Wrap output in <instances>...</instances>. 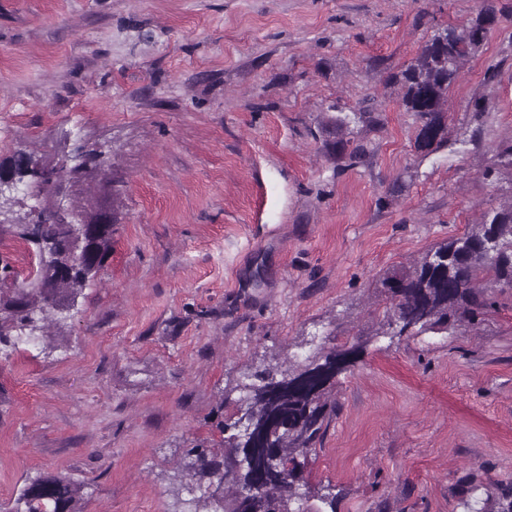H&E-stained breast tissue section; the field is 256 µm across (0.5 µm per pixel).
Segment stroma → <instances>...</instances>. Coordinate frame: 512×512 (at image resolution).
<instances>
[{"instance_id": "1", "label": "stroma", "mask_w": 512, "mask_h": 512, "mask_svg": "<svg viewBox=\"0 0 512 512\" xmlns=\"http://www.w3.org/2000/svg\"><path fill=\"white\" fill-rule=\"evenodd\" d=\"M420 149L405 70L482 0H0V157L109 153L112 253L65 334L0 353V512L42 475L84 512H193L183 469L242 388L356 348L296 507L479 512L512 492V288L387 326L381 281L512 204V0Z\"/></svg>"}]
</instances>
